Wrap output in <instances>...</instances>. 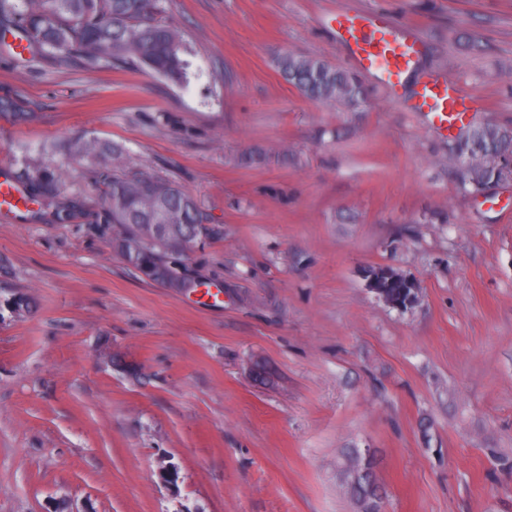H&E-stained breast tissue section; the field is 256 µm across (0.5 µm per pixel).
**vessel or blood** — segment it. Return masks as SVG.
Segmentation results:
<instances>
[{
	"mask_svg": "<svg viewBox=\"0 0 512 512\" xmlns=\"http://www.w3.org/2000/svg\"><path fill=\"white\" fill-rule=\"evenodd\" d=\"M329 24L350 48L354 66L376 78L391 96H410L412 109L424 113L433 128L454 132L477 111V101L440 73L424 75L415 90H408V78L423 50L412 27L383 12L350 9L331 14ZM33 208L20 181L8 167H0V221L22 223Z\"/></svg>",
	"mask_w": 512,
	"mask_h": 512,
	"instance_id": "b4317fda",
	"label": "vessel or blood"
}]
</instances>
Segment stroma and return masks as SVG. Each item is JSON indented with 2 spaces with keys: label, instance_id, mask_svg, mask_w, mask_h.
Returning <instances> with one entry per match:
<instances>
[{
  "label": "stroma",
  "instance_id": "1",
  "mask_svg": "<svg viewBox=\"0 0 512 512\" xmlns=\"http://www.w3.org/2000/svg\"><path fill=\"white\" fill-rule=\"evenodd\" d=\"M339 8L414 26L410 83L446 73L473 122L512 125V0H163L181 87L0 50V97L35 114L0 115V165L55 145L75 201L0 223V288L33 300L0 319V512H362L351 448L374 449L384 512H512V183L462 191L448 136L370 76L357 109L283 78L286 52L350 68ZM80 136L196 198L202 287L116 253ZM378 266L414 306L368 291ZM395 271L398 276L404 279L406 286L409 289V291H407L405 295L400 297L398 301H390L387 295L385 294L383 288H378L376 281L372 277H368V272L366 275L367 287L368 290L372 292L377 299L381 300L388 306L399 310L407 309L408 307L413 306L417 302L418 296H416V294L418 293V288H416L415 283L410 278H408L407 276H405L404 274L400 273L397 270Z\"/></svg>",
  "mask_w": 512,
  "mask_h": 512
}]
</instances>
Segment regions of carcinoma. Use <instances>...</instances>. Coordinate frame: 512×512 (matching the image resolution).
<instances>
[{
  "mask_svg": "<svg viewBox=\"0 0 512 512\" xmlns=\"http://www.w3.org/2000/svg\"><path fill=\"white\" fill-rule=\"evenodd\" d=\"M160 0H0V31H24L30 51L58 61L75 60L87 68L142 67L176 86L188 84L190 62L182 30L158 18ZM283 77L306 98L354 106L362 99L357 76L311 56L281 55ZM449 160L461 170V188L479 193L512 175V127L478 125L448 146ZM67 151L88 162L106 188L102 223L112 227L114 241H138L140 224H192L201 238L208 233L197 200L170 179L117 170L123 151L95 138H75ZM22 177L34 201L54 206L62 219L70 201L61 196L64 170L24 158ZM122 259L145 279L160 269L185 270L184 257L166 244H141L136 259ZM357 502L371 504L379 488L371 479L347 489Z\"/></svg>",
  "mask_w": 512,
  "mask_h": 512,
  "instance_id": "1",
  "label": "carcinoma"
}]
</instances>
